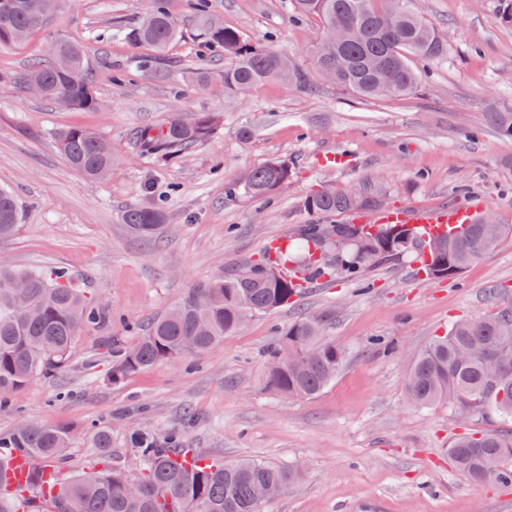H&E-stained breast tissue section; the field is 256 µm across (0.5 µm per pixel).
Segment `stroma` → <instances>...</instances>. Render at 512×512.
<instances>
[{"label": "stroma", "mask_w": 512, "mask_h": 512, "mask_svg": "<svg viewBox=\"0 0 512 512\" xmlns=\"http://www.w3.org/2000/svg\"><path fill=\"white\" fill-rule=\"evenodd\" d=\"M170 3L182 36L168 50L176 66L162 79L137 68L146 49L102 33L116 15L134 26L135 0H65L24 44L0 50V186L22 209L14 239L0 244V265L66 268L112 316L81 333L64 367L8 395L0 435L25 420L72 428L63 471L87 474L97 458L88 425L103 418L112 427V466L134 477L135 438L190 416L184 445L198 455L298 466V479L266 512H512V487L472 482L447 453L456 434H506L512 420L486 411L462 421L448 405L417 408L406 399L412 353L454 320L481 318L496 298H512V235L453 282L421 279L410 254L370 267L363 288L338 275L319 281L295 304L253 316L203 355L117 383L103 349L111 336L136 340L143 321L197 283L259 260L270 242L295 238L308 221L302 198L328 184L381 185L391 211L460 201L512 225V139L477 129L488 103L512 106V24L498 18L501 0H417L447 39L448 56L417 93L381 100L276 81L240 97L218 85L197 91L194 72L234 61L209 48L210 28L237 29L252 43L274 37L277 50L308 70L318 23L292 22L283 0H209L204 13L185 10L184 0ZM58 35L84 48L94 111L33 96L15 82L32 58L47 57ZM117 72L124 82L112 81ZM172 112H220L224 125L186 156L142 162L137 132ZM68 127L111 140L122 162L108 180L86 181L67 165L54 134ZM243 127L253 128L250 140L239 137ZM326 152L350 160L321 166ZM271 161L293 166L288 188L267 200L226 193L242 172ZM459 187L467 195L457 196ZM149 189L163 196L168 217L150 243L120 222ZM302 312L322 316L326 339L346 354L335 380L311 399L281 395L267 383L269 352Z\"/></svg>", "instance_id": "35a3bbf8"}]
</instances>
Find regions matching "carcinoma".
I'll list each match as a JSON object with an SVG mask.
<instances>
[{"instance_id":"cac0c4a2","label":"carcinoma","mask_w":512,"mask_h":512,"mask_svg":"<svg viewBox=\"0 0 512 512\" xmlns=\"http://www.w3.org/2000/svg\"><path fill=\"white\" fill-rule=\"evenodd\" d=\"M61 0H0V48L15 46L31 30L46 25L58 11ZM291 15L314 17L319 37L314 45L313 72L296 67L288 55L271 46L246 41L236 29L216 27L209 40L234 57L230 67L219 71L199 70L195 86L204 90L217 83L224 93L237 95L270 80L288 88H308L313 78L329 75L333 85L359 98L398 99L415 93L430 65L448 56V42L420 15L412 0H289ZM139 25L128 29L115 25L112 34L135 45L148 47L154 55L143 68L158 78L167 74L170 60L164 52L181 31L169 25L172 10L168 0H143ZM50 55L67 53L70 71L40 60L31 63L21 77L23 85L38 82L43 98L79 111L98 106L85 71L80 45L58 37L51 41ZM224 124L221 112H195L189 117L174 112L157 131L143 130L137 139L141 157L159 153L178 156L209 140ZM481 125L500 136L512 138V108L492 105L482 113ZM56 139L68 166L91 182L112 174L117 159L112 146L100 133L82 127L59 131ZM293 170L274 161L244 172L227 187L231 196L265 199L288 185ZM384 190L369 185L362 190H338L324 186L306 195L301 206L312 218L300 237L286 249L269 248L250 264L249 274L218 272L198 283L164 313L153 318L146 332L127 346L112 341V382L129 374L166 362L205 353L241 328L239 314L247 309L262 314L288 305L314 280L339 274L359 282L369 265V247L380 250L386 262L404 254H426V277L433 271L444 279L459 277L472 262L490 252L511 224L499 225L492 240L483 225L466 224L455 233L424 240L417 226L379 224L371 239L337 246L336 238L353 237L346 224H327L324 219L341 212H358L379 206ZM22 218L13 195L0 187V243L12 240ZM161 199L126 208L121 223L132 233L150 240L166 223ZM106 311L85 296V288L66 270L16 269L0 266V399L26 386L39 375L60 368L68 359L78 335L104 323ZM324 323L299 315L282 332L270 352L269 385L296 398L319 394L335 378L342 363L341 350L323 339ZM512 353V301L496 306L490 315L451 325L413 354L407 396L416 406L446 402L455 411L472 415L494 410L512 419V367L495 376L488 364L497 356ZM95 447L101 449V468L62 481L54 495L42 492L45 471L35 468L30 497L19 500L3 492L0 471V512H264L258 503L262 489L288 485L297 476L290 466H278L242 458L231 462L211 460L186 465L189 449L181 434L137 440L141 469L138 496L127 488L130 477L110 464L112 434L100 420L94 425ZM73 430L26 422L0 437V448L22 453L35 461L54 463L67 457ZM457 471L480 483L496 478L512 483V433H464L448 448Z\"/></svg>"}]
</instances>
